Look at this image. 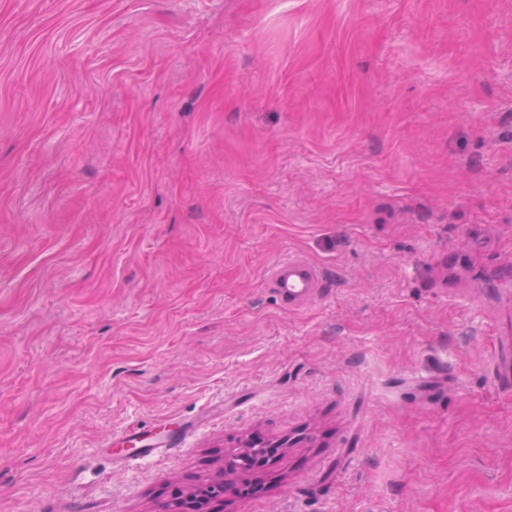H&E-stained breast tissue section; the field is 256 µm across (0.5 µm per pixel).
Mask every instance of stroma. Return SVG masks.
Listing matches in <instances>:
<instances>
[{"label":"stroma","mask_w":512,"mask_h":512,"mask_svg":"<svg viewBox=\"0 0 512 512\" xmlns=\"http://www.w3.org/2000/svg\"><path fill=\"white\" fill-rule=\"evenodd\" d=\"M511 319L512 0H0V512H512ZM278 291L287 305H295L309 297L316 277L312 269L298 261H284L275 270ZM191 431V426L180 423L173 429L164 433H157L159 437H149L138 430L132 429L122 435V441L133 445L135 456L140 459H148L161 453L173 452L183 448L184 441Z\"/></svg>","instance_id":"obj_1"}]
</instances>
